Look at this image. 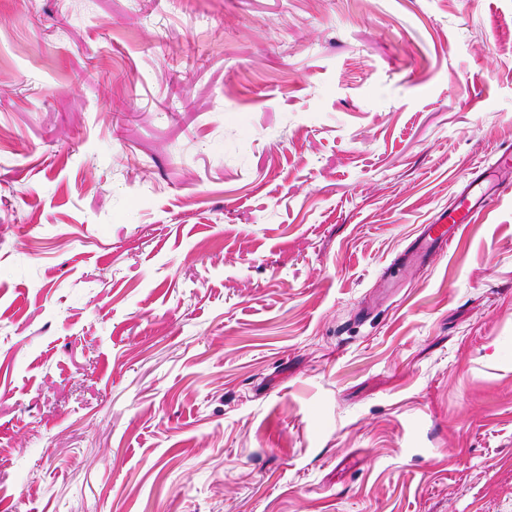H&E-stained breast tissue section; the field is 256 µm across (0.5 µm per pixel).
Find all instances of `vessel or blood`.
I'll return each mask as SVG.
<instances>
[{"label":"vessel or blood","instance_id":"b4317fda","mask_svg":"<svg viewBox=\"0 0 512 512\" xmlns=\"http://www.w3.org/2000/svg\"><path fill=\"white\" fill-rule=\"evenodd\" d=\"M512 179V148L499 153L490 174L473 175L459 193L453 206L438 214L427 225L423 237L400 256L401 265L425 259L436 249L450 246L467 225L476 223L489 207L499 183Z\"/></svg>","mask_w":512,"mask_h":512}]
</instances>
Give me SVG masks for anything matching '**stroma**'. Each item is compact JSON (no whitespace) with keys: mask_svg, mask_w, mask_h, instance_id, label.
<instances>
[{"mask_svg":"<svg viewBox=\"0 0 512 512\" xmlns=\"http://www.w3.org/2000/svg\"><path fill=\"white\" fill-rule=\"evenodd\" d=\"M512 0H0L7 512H512ZM490 170L487 175H484L486 171L472 173L454 205L439 213L433 223L427 225L424 236L398 258L402 266L424 260L435 249L449 247L462 235L467 224L478 221L492 202L496 188L512 179L511 147L502 149ZM492 175L497 177L496 182L491 181Z\"/></svg>","mask_w":512,"mask_h":512,"instance_id":"1","label":"stroma"}]
</instances>
